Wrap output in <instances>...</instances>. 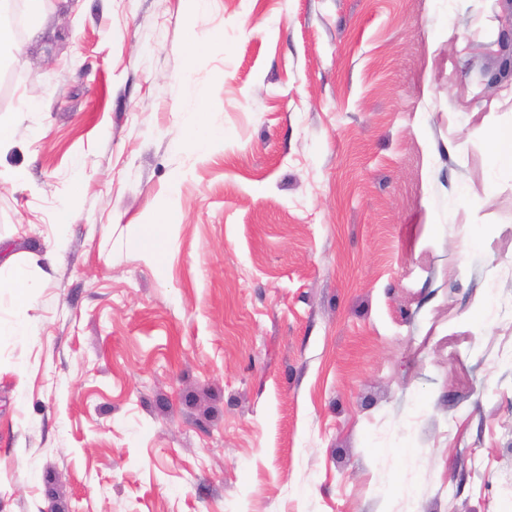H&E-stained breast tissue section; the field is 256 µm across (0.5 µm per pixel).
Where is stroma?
Wrapping results in <instances>:
<instances>
[{"label": "stroma", "mask_w": 512, "mask_h": 512, "mask_svg": "<svg viewBox=\"0 0 512 512\" xmlns=\"http://www.w3.org/2000/svg\"><path fill=\"white\" fill-rule=\"evenodd\" d=\"M511 15L44 0L0 56V512H512ZM218 137L208 125L202 124L197 117H190L184 124V135L180 142L194 152H206L212 142ZM0 288H9L14 299L15 321L13 322V333H20L25 327V313L33 301V287L24 271L18 270L14 273L12 280Z\"/></svg>", "instance_id": "1"}]
</instances>
